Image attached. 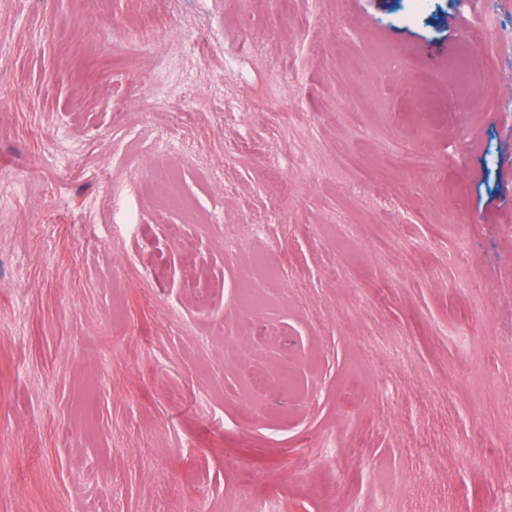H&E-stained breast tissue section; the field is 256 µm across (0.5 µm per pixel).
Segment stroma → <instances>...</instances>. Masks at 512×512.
<instances>
[{"label":"stroma","mask_w":512,"mask_h":512,"mask_svg":"<svg viewBox=\"0 0 512 512\" xmlns=\"http://www.w3.org/2000/svg\"><path fill=\"white\" fill-rule=\"evenodd\" d=\"M2 87L0 512L512 484V0H0Z\"/></svg>","instance_id":"1"}]
</instances>
